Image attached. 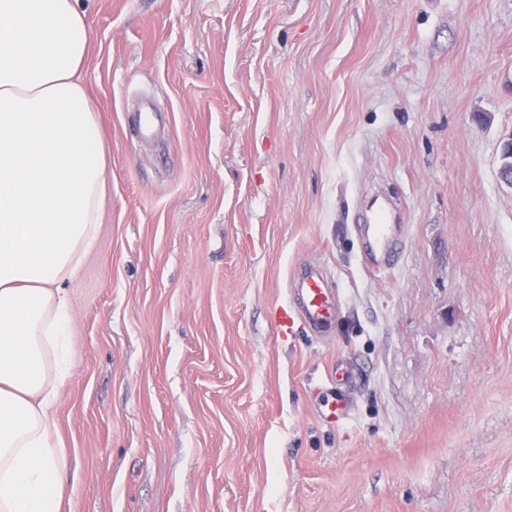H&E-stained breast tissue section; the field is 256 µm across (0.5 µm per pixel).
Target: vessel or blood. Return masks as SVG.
<instances>
[{"label": "vessel or blood", "instance_id": "obj_1", "mask_svg": "<svg viewBox=\"0 0 512 512\" xmlns=\"http://www.w3.org/2000/svg\"><path fill=\"white\" fill-rule=\"evenodd\" d=\"M393 208L386 200H374L362 224L356 225L361 260L371 272L392 269L402 253L403 240L395 232ZM292 304L283 308L276 319L280 334L302 327L317 337L330 333L338 312V297L320 265L304 263L293 272L289 282ZM317 412L330 423L349 419L353 413L350 400L330 396L322 400Z\"/></svg>", "mask_w": 512, "mask_h": 512}]
</instances>
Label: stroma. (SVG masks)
<instances>
[{
	"label": "stroma",
	"instance_id": "35a3bbf8",
	"mask_svg": "<svg viewBox=\"0 0 512 512\" xmlns=\"http://www.w3.org/2000/svg\"><path fill=\"white\" fill-rule=\"evenodd\" d=\"M82 7L107 169L63 285L59 512H512V0ZM303 261L339 290L323 340L276 330ZM393 214L389 202L375 199L363 223L355 225L361 260L373 273L392 269L402 253L403 240L396 235ZM317 412L323 420L330 423H339L352 416L353 407L350 400L327 396L319 404Z\"/></svg>",
	"mask_w": 512,
	"mask_h": 512
}]
</instances>
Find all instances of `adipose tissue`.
<instances>
[{"label":"adipose tissue","instance_id":"ef3b65f1","mask_svg":"<svg viewBox=\"0 0 512 512\" xmlns=\"http://www.w3.org/2000/svg\"><path fill=\"white\" fill-rule=\"evenodd\" d=\"M79 0H0V512H59L62 289L96 237L107 166Z\"/></svg>","mask_w":512,"mask_h":512}]
</instances>
